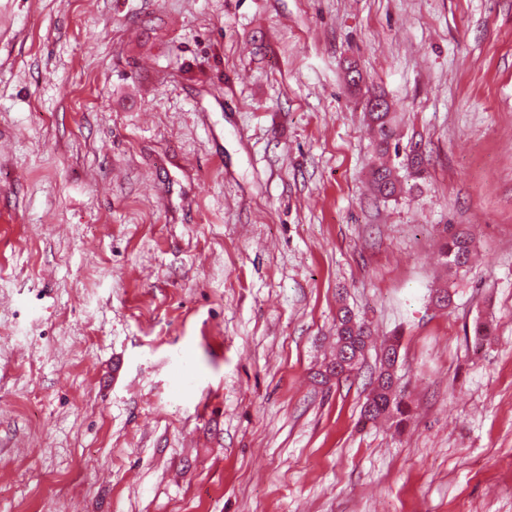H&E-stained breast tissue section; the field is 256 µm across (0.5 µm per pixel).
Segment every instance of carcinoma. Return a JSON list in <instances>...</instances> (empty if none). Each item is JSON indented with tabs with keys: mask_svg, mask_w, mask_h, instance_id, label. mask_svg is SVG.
<instances>
[{
	"mask_svg": "<svg viewBox=\"0 0 512 512\" xmlns=\"http://www.w3.org/2000/svg\"><path fill=\"white\" fill-rule=\"evenodd\" d=\"M372 127L378 155L389 154V150H399L392 145L394 139L393 116L390 104L383 101V109L366 113ZM370 190L384 199L392 198L404 191L398 175L386 162L374 163L368 174ZM473 253V242L464 231H452L442 235L440 254L443 265L450 271H459L469 267ZM475 347L481 348L492 337L490 326L476 321L473 327ZM371 333L366 323L357 320L348 308L340 310L336 319L335 353L333 358L316 373L319 383L328 384L338 372L345 371L356 376L361 372L368 351ZM400 339L395 336L384 347L378 360V366L369 378L370 391L361 410L362 424L373 423L380 418L402 422L407 405L402 391L398 387L395 367L398 361Z\"/></svg>",
	"mask_w": 512,
	"mask_h": 512,
	"instance_id": "obj_1",
	"label": "carcinoma"
}]
</instances>
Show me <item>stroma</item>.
I'll use <instances>...</instances> for the list:
<instances>
[{"mask_svg": "<svg viewBox=\"0 0 512 512\" xmlns=\"http://www.w3.org/2000/svg\"><path fill=\"white\" fill-rule=\"evenodd\" d=\"M0 512H512V0H0ZM383 100V109L376 111L371 106V97L368 100L371 112L366 116L372 127L379 161L374 163L368 174V185L370 190L377 196L384 199L392 198L404 191V186L398 175L386 162L380 161L389 154L394 139L393 116L390 112V104L382 95H374ZM381 156V157H380ZM473 253V242L464 231L444 230L440 244V254L443 265L448 271H459L469 267ZM371 339L369 327L357 320L352 311L342 308L336 319L335 353L333 358L323 365L315 377L319 383L327 385L339 372L346 371L348 376H357L365 361ZM337 370H340L339 372ZM399 348L400 339L393 336L384 347L378 366L370 375V391L361 410L360 422L363 425L380 418L396 419L397 423L403 421L407 405L395 374Z\"/></svg>", "mask_w": 512, "mask_h": 512, "instance_id": "1", "label": "stroma"}]
</instances>
